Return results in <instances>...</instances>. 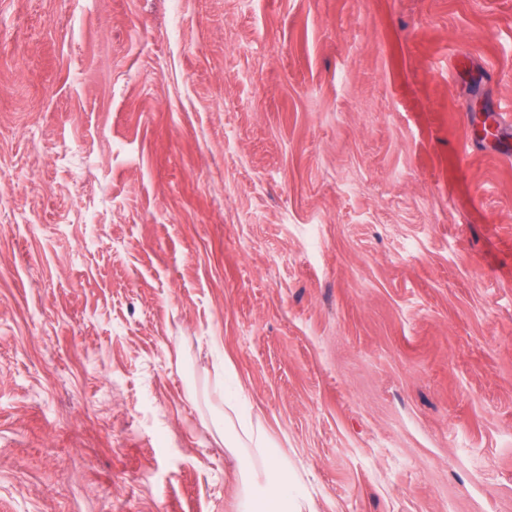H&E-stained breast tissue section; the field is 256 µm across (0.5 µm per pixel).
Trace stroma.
<instances>
[{
    "mask_svg": "<svg viewBox=\"0 0 512 512\" xmlns=\"http://www.w3.org/2000/svg\"><path fill=\"white\" fill-rule=\"evenodd\" d=\"M228 404L512 512V0H0V512H237Z\"/></svg>",
    "mask_w": 512,
    "mask_h": 512,
    "instance_id": "stroma-1",
    "label": "stroma"
}]
</instances>
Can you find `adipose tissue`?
<instances>
[{
	"label": "adipose tissue",
	"instance_id": "1",
	"mask_svg": "<svg viewBox=\"0 0 512 512\" xmlns=\"http://www.w3.org/2000/svg\"><path fill=\"white\" fill-rule=\"evenodd\" d=\"M215 426L224 434L225 448L246 455L238 512H314L307 495L289 491L294 477L261 427L228 415L217 417Z\"/></svg>",
	"mask_w": 512,
	"mask_h": 512
}]
</instances>
